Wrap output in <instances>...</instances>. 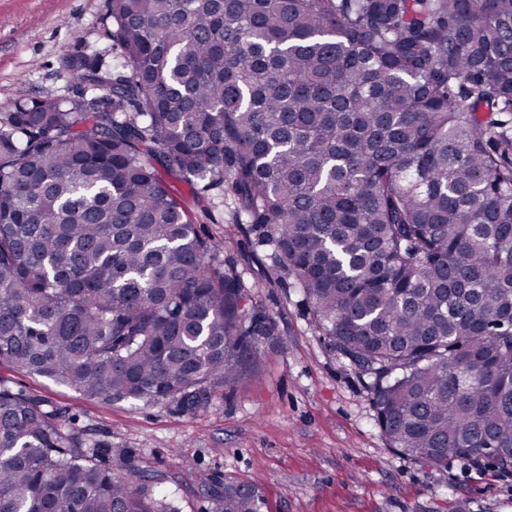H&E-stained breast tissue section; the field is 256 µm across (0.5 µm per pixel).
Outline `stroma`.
<instances>
[{
    "label": "stroma",
    "mask_w": 512,
    "mask_h": 512,
    "mask_svg": "<svg viewBox=\"0 0 512 512\" xmlns=\"http://www.w3.org/2000/svg\"><path fill=\"white\" fill-rule=\"evenodd\" d=\"M107 0H0V113L38 96H69L68 62L96 54L115 66ZM173 188L193 223L221 246L253 304L272 314L279 338L258 375L213 395L194 414L176 404L102 401L0 363V383L45 401L71 430L125 451L161 481L173 512H208L211 479L256 481L264 512H512V472L452 458L437 467L388 448L373 392L334 355L301 295L276 278L270 248L236 224L220 196L181 181Z\"/></svg>",
    "instance_id": "1"
}]
</instances>
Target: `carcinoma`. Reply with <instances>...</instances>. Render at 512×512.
<instances>
[{
	"label": "carcinoma",
	"instance_id": "cac0c4a2",
	"mask_svg": "<svg viewBox=\"0 0 512 512\" xmlns=\"http://www.w3.org/2000/svg\"><path fill=\"white\" fill-rule=\"evenodd\" d=\"M122 71L0 116V361L205 408L276 321L165 175L232 200L394 451L512 469V0H108ZM209 512H262L208 487ZM0 512H169L0 384Z\"/></svg>",
	"mask_w": 512,
	"mask_h": 512
}]
</instances>
